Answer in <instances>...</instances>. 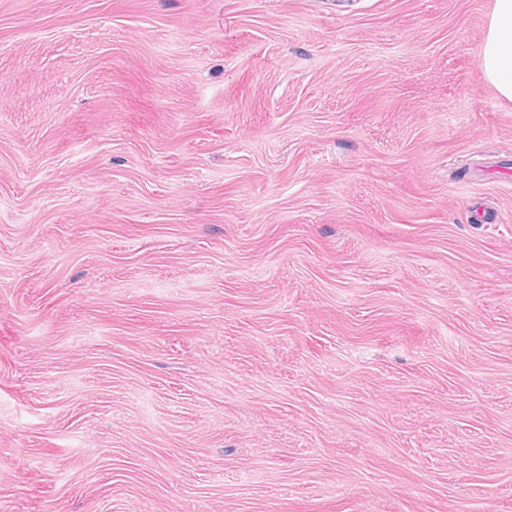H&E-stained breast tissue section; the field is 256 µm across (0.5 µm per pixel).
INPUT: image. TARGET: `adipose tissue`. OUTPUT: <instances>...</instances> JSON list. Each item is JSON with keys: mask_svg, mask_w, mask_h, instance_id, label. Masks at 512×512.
Listing matches in <instances>:
<instances>
[{"mask_svg": "<svg viewBox=\"0 0 512 512\" xmlns=\"http://www.w3.org/2000/svg\"><path fill=\"white\" fill-rule=\"evenodd\" d=\"M479 63L485 79L498 94L512 101V0H493Z\"/></svg>", "mask_w": 512, "mask_h": 512, "instance_id": "ef3b65f1", "label": "adipose tissue"}]
</instances>
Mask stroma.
<instances>
[{
  "label": "stroma",
  "mask_w": 512,
  "mask_h": 512,
  "mask_svg": "<svg viewBox=\"0 0 512 512\" xmlns=\"http://www.w3.org/2000/svg\"><path fill=\"white\" fill-rule=\"evenodd\" d=\"M493 0H0V512H512Z\"/></svg>",
  "instance_id": "obj_1"
}]
</instances>
